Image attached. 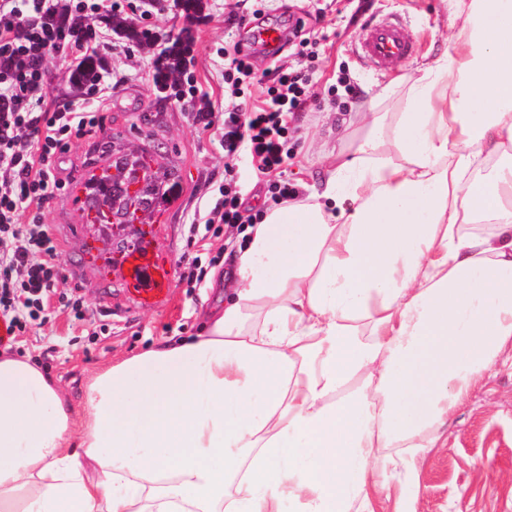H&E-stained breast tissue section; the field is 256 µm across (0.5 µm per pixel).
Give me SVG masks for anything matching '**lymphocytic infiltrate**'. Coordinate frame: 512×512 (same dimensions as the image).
<instances>
[{
    "instance_id": "lymphocytic-infiltrate-1",
    "label": "lymphocytic infiltrate",
    "mask_w": 512,
    "mask_h": 512,
    "mask_svg": "<svg viewBox=\"0 0 512 512\" xmlns=\"http://www.w3.org/2000/svg\"><path fill=\"white\" fill-rule=\"evenodd\" d=\"M53 0H0V318L11 331L25 329L37 318L45 296L59 276L60 252L42 224L47 203L67 183L59 178L61 157L72 143L84 140L100 127L99 113L78 107L50 110L42 96L46 55L57 52L81 62L97 59L106 36L81 38L51 21ZM253 74L248 54L241 47L224 55V81L231 100L224 109L221 142L225 157L244 155L259 171H279L290 156V114L308 106L309 74L278 69L262 105L242 103L241 85ZM222 199L209 211L203 226L224 224L237 231L260 223L261 214H243L232 188L237 172L224 167ZM27 223H20L21 215Z\"/></svg>"
}]
</instances>
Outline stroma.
<instances>
[{"mask_svg":"<svg viewBox=\"0 0 512 512\" xmlns=\"http://www.w3.org/2000/svg\"><path fill=\"white\" fill-rule=\"evenodd\" d=\"M122 17L137 31H151V44L139 45L113 33L110 16L94 20L108 34L110 45L100 60L101 77L117 79L105 101L103 126L92 138L73 144L60 171L76 183L92 165L111 163L114 152L163 145L160 176L167 191L152 211L151 222L165 236V248L175 278L167 308L131 307L120 281L87 273L94 239L74 237L70 191H62L43 211V222L60 250V278L50 300L47 320L30 322L0 351L30 357L51 380L72 397H80L90 378L113 358L142 352L157 341L189 340L202 330L204 299L213 298L208 283L189 287L180 274L188 258L205 260V272L225 269L233 258L228 241L233 228L220 236L188 245V226L196 214L213 208L224 183V150L203 131L199 113L224 115V52L233 48L248 24L287 28L303 20L315 44L314 58L293 55L283 48L276 56L264 49L251 53L257 83L245 87L251 105H261L277 67L314 68L308 94L310 111L296 113L291 122L296 140L279 176L295 187L298 197L311 193L325 177L329 156L374 112H404L407 90L420 77L423 63L434 62L455 40L464 17L455 0H202L194 16L176 0H122ZM398 19L415 45L413 54L394 72H375L355 53L364 23ZM181 35L191 41V53L179 78L183 101L166 97L148 74L157 69L165 48ZM44 93L50 106L81 103L83 89L70 78L67 61L47 55ZM355 90L333 97L339 77ZM243 209L253 213L271 207L268 176L247 163L237 165ZM216 265H209V258ZM83 303L86 320L75 319L63 297ZM447 445L431 449L418 471L413 512H512V349H506L495 371L473 388L468 404L448 423Z\"/></svg>","mask_w":512,"mask_h":512,"instance_id":"obj_1","label":"stroma"}]
</instances>
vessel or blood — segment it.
Listing matches in <instances>:
<instances>
[{"label": "vessel or blood", "mask_w": 512, "mask_h": 512, "mask_svg": "<svg viewBox=\"0 0 512 512\" xmlns=\"http://www.w3.org/2000/svg\"><path fill=\"white\" fill-rule=\"evenodd\" d=\"M414 45L401 22L370 23L360 34V52L364 60L381 71H391L411 55ZM104 275H119L131 305L159 308L170 299L171 270L162 248L144 242L119 256L117 261L101 264Z\"/></svg>", "instance_id": "obj_1"}]
</instances>
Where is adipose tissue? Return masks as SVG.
I'll return each mask as SVG.
<instances>
[{
  "label": "adipose tissue",
  "mask_w": 512,
  "mask_h": 512,
  "mask_svg": "<svg viewBox=\"0 0 512 512\" xmlns=\"http://www.w3.org/2000/svg\"><path fill=\"white\" fill-rule=\"evenodd\" d=\"M247 229L202 336L78 404L0 354V512H374L512 346V0ZM351 201L338 219L334 208Z\"/></svg>",
  "instance_id": "ef3b65f1"
}]
</instances>
